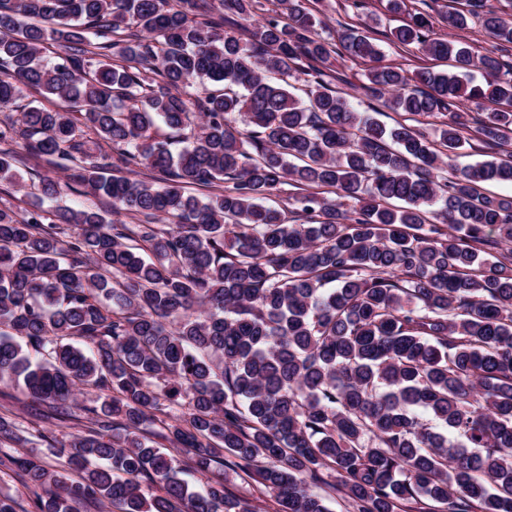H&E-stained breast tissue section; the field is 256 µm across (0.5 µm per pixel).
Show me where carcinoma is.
Returning <instances> with one entry per match:
<instances>
[{
  "instance_id": "obj_1",
  "label": "carcinoma",
  "mask_w": 512,
  "mask_h": 512,
  "mask_svg": "<svg viewBox=\"0 0 512 512\" xmlns=\"http://www.w3.org/2000/svg\"><path fill=\"white\" fill-rule=\"evenodd\" d=\"M386 9L407 15L393 42L451 69L331 42L302 0H0V181L50 170L31 208L0 207V383L39 403L0 416V472L34 512H258L179 477L224 466L275 512H328L322 488L348 512H512V196L480 192L512 184V12L445 18H481L495 56ZM248 19L247 41L224 31ZM336 52L395 125L333 87ZM27 89L60 106L15 112ZM467 132L498 157L457 167ZM75 185L132 223L44 209ZM284 185L296 224L261 203Z\"/></svg>"
}]
</instances>
